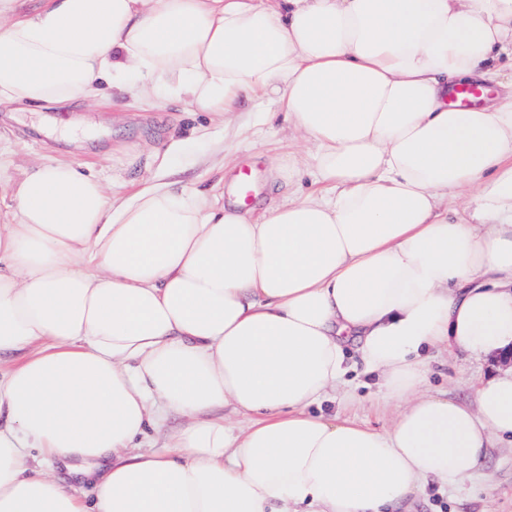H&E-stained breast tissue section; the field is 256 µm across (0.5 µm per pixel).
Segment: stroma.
<instances>
[{"label": "stroma", "instance_id": "1", "mask_svg": "<svg viewBox=\"0 0 512 512\" xmlns=\"http://www.w3.org/2000/svg\"><path fill=\"white\" fill-rule=\"evenodd\" d=\"M0 148L17 163L34 165L57 157L90 165L127 196L141 182L162 175L186 191H207L218 179L232 181L242 169L254 174L256 200L281 201L283 186L311 187L298 173L300 147L282 121L261 123L252 104L228 117L190 111L177 99L146 102L74 103L64 112L14 111L0 106ZM493 359L441 351L431 363L433 392L471 402L475 387L496 375ZM348 389L355 400L345 414L374 428L388 424L392 409L379 404L369 377L354 371ZM414 512H512V449H490L482 477L462 488L429 483Z\"/></svg>", "mask_w": 512, "mask_h": 512}]
</instances>
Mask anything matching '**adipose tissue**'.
Listing matches in <instances>:
<instances>
[{
    "label": "adipose tissue",
    "mask_w": 512,
    "mask_h": 512,
    "mask_svg": "<svg viewBox=\"0 0 512 512\" xmlns=\"http://www.w3.org/2000/svg\"><path fill=\"white\" fill-rule=\"evenodd\" d=\"M503 57L512 0H0V103L250 98L319 183L254 219L67 161L11 177L0 512H400L482 475L512 446V367L459 403L430 392L428 352L512 348ZM464 84L487 104L449 102ZM357 364L397 404L387 428L314 410Z\"/></svg>",
    "instance_id": "obj_1"
}]
</instances>
